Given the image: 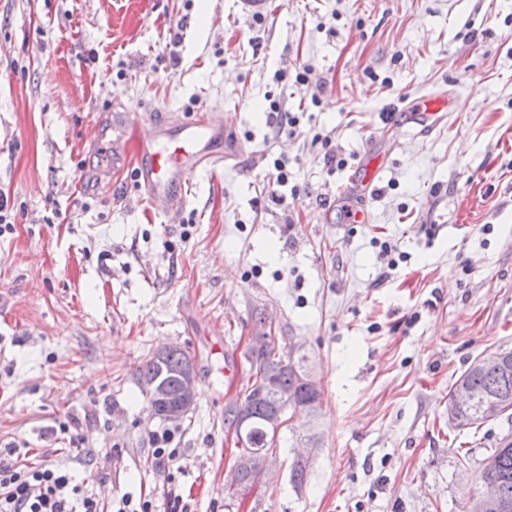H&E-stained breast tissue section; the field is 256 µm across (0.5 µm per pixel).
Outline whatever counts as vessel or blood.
<instances>
[{"mask_svg": "<svg viewBox=\"0 0 512 512\" xmlns=\"http://www.w3.org/2000/svg\"><path fill=\"white\" fill-rule=\"evenodd\" d=\"M222 134V125L205 114L174 127L154 124L149 138L135 144L138 174L149 198L172 197L212 157V144Z\"/></svg>", "mask_w": 512, "mask_h": 512, "instance_id": "obj_1", "label": "vessel or blood"}]
</instances>
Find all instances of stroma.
<instances>
[{"mask_svg": "<svg viewBox=\"0 0 512 512\" xmlns=\"http://www.w3.org/2000/svg\"><path fill=\"white\" fill-rule=\"evenodd\" d=\"M204 110L224 162L149 205L128 145ZM0 197V447L81 449L101 502L155 512H470L512 437L448 423L460 374L512 349V0H0ZM254 336L300 348L321 399L240 497L224 416ZM169 345L197 372L172 424L136 378ZM165 427L182 471L152 455Z\"/></svg>", "mask_w": 512, "mask_h": 512, "instance_id": "stroma-1", "label": "stroma"}]
</instances>
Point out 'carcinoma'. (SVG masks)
I'll list each match as a JSON object with an SVG mask.
<instances>
[{
	"label": "carcinoma",
	"mask_w": 512,
	"mask_h": 512,
	"mask_svg": "<svg viewBox=\"0 0 512 512\" xmlns=\"http://www.w3.org/2000/svg\"><path fill=\"white\" fill-rule=\"evenodd\" d=\"M193 364L192 359L178 346L169 347L154 354L137 369L138 383L152 380L161 368L167 369L163 379L166 392L177 395L181 390L180 371L185 365ZM306 369L305 357L300 356L291 362L277 352L272 341L254 353L250 364V375L243 390L244 398L229 410V421L234 423L239 413L251 417L252 428L242 439L238 454L254 448H271L273 442L266 439L263 422L272 403L279 399L293 398L304 403L316 401L309 392L298 372ZM465 386L472 401L459 403L450 397L448 410L455 414L458 425L473 426L485 423L479 416L481 408L489 403H497L504 409H512V352H496L476 359L456 380L454 386ZM481 486L489 487L499 500L512 503V440L503 439L499 448L488 458L480 476Z\"/></svg>",
	"instance_id": "carcinoma-1"
}]
</instances>
